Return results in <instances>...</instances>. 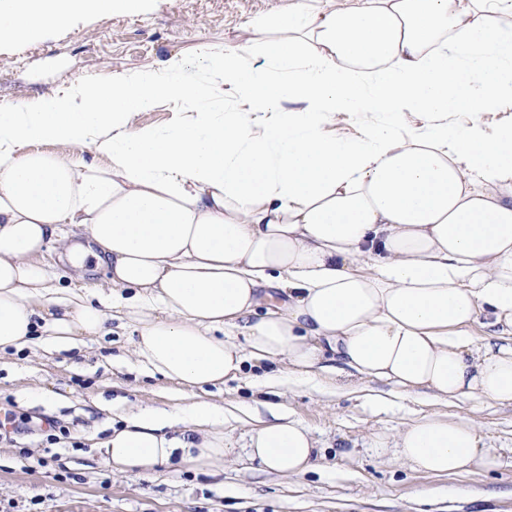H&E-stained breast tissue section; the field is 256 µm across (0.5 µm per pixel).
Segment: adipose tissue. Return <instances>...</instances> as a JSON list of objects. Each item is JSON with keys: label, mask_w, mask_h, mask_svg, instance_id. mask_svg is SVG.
Segmentation results:
<instances>
[{"label": "adipose tissue", "mask_w": 512, "mask_h": 512, "mask_svg": "<svg viewBox=\"0 0 512 512\" xmlns=\"http://www.w3.org/2000/svg\"><path fill=\"white\" fill-rule=\"evenodd\" d=\"M151 3L0 0V41ZM174 98L179 121L140 125ZM508 104L512 0H290L198 66L1 106L0 355L78 351L115 321L129 372L192 392L266 364L245 451L221 402L140 405L94 446L117 475L243 453L301 477L324 451L282 402L298 387L512 403V126L479 119ZM88 243L104 279L62 285ZM372 450L427 477L503 464L465 415Z\"/></svg>", "instance_id": "ef3b65f1"}]
</instances>
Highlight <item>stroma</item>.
Segmentation results:
<instances>
[{
    "label": "stroma",
    "mask_w": 512,
    "mask_h": 512,
    "mask_svg": "<svg viewBox=\"0 0 512 512\" xmlns=\"http://www.w3.org/2000/svg\"><path fill=\"white\" fill-rule=\"evenodd\" d=\"M286 2L157 0L142 15L83 18L33 41L0 42V106L51 97L112 71L157 66L173 54L196 60L201 45L223 46ZM86 351L77 360L24 351L0 363V512H512V465L429 478L383 464L371 449L373 434L432 412L470 416L493 447L512 448V405L489 400L440 404L421 396L377 408L354 395L299 388L286 404L328 460L303 477L283 479L245 458L211 475L112 474L91 448L112 424L100 397L117 393L128 407L165 409L186 397L159 379L102 364L97 343ZM46 386L59 402L29 397Z\"/></svg>",
    "instance_id": "obj_1"
}]
</instances>
